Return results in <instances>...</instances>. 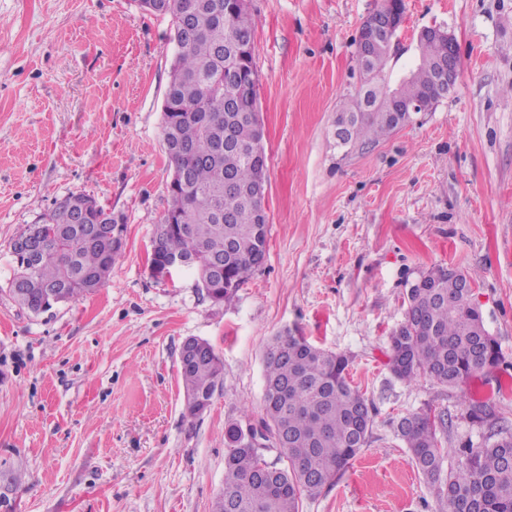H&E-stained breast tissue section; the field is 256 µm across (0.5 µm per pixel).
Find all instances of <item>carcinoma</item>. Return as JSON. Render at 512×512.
Wrapping results in <instances>:
<instances>
[{
  "label": "carcinoma",
  "mask_w": 512,
  "mask_h": 512,
  "mask_svg": "<svg viewBox=\"0 0 512 512\" xmlns=\"http://www.w3.org/2000/svg\"><path fill=\"white\" fill-rule=\"evenodd\" d=\"M155 14L172 20L176 53L163 103V142L185 147L167 152L174 172L186 173L183 184L168 188L170 204L157 225L164 229L159 250L180 254L185 268L198 277V288L219 302L230 300L256 271L267 253L270 216L265 198L253 194L267 179L263 127L257 123V85L245 82L258 74L255 44L240 37L254 33L253 18L239 0H153ZM417 63L394 87L397 100L382 109L348 102L352 113L347 143L370 146L410 121L402 106L425 104L432 111L448 95L439 83L438 66L448 59V41L420 39ZM392 58L383 38L363 63L364 86L378 81ZM210 111L209 129L198 117ZM182 220L189 231L180 233ZM44 235L34 264L17 263L9 293L30 312L39 307L43 289L56 287L61 302L90 294L102 286L123 243L107 238L95 219H78L67 210L40 218ZM421 285L408 289L405 321L390 337V363L401 362L396 376L408 383L428 374L438 383L459 388L477 374L502 362L498 340L486 328L473 295L459 287L472 281L464 271L436 265L421 275ZM263 356L264 428L283 430L276 449L287 465L267 462L248 443L237 424L225 428L228 452L224 486L211 512H299L305 495L330 483L366 443L371 417L362 394L348 380V358L319 348L303 336L280 334ZM222 361L203 341L202 354L179 368L185 417H197V396L221 383ZM443 420L431 411L402 419L399 433L412 460L436 497L455 512L460 500L472 512H512V431L493 429L483 442L455 450L457 463L443 469L444 449L438 439Z\"/></svg>",
  "instance_id": "obj_1"
}]
</instances>
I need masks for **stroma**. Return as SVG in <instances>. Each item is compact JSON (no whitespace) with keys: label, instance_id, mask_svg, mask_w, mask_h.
Returning <instances> with one entry per match:
<instances>
[{"label":"stroma","instance_id":"1","mask_svg":"<svg viewBox=\"0 0 512 512\" xmlns=\"http://www.w3.org/2000/svg\"><path fill=\"white\" fill-rule=\"evenodd\" d=\"M396 77L416 36L441 26L459 77L430 112L340 151L336 113L362 75L355 40L382 0H249L265 130L268 251L230 301L192 272L149 271L169 205L162 142L171 19L135 0H0V485L22 471L15 512H210L228 424L260 426L263 354L289 331L345 354L372 418L366 445L300 512H448L398 426L444 414L453 448L481 444L470 410L512 428V0H404ZM126 220L95 293L33 314L8 288L12 239L70 193ZM468 273L502 348L494 372L451 389L390 370L406 291L432 266ZM208 340L224 363L201 417L184 415L178 352Z\"/></svg>","mask_w":512,"mask_h":512}]
</instances>
